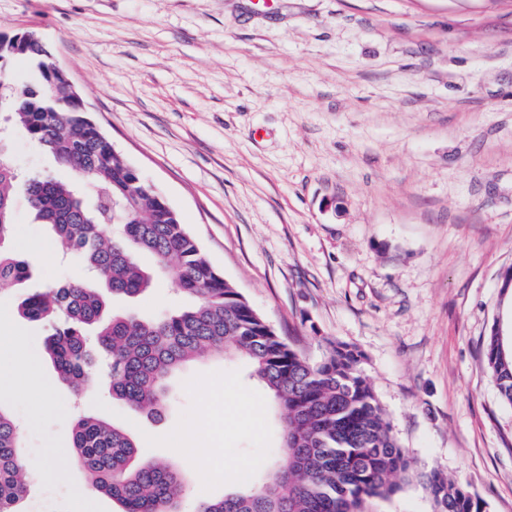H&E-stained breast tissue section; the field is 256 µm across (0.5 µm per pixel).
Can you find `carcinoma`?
Masks as SVG:
<instances>
[{
    "label": "carcinoma",
    "instance_id": "1",
    "mask_svg": "<svg viewBox=\"0 0 512 512\" xmlns=\"http://www.w3.org/2000/svg\"><path fill=\"white\" fill-rule=\"evenodd\" d=\"M18 57L37 62L42 81L15 83L0 109L73 174L21 178L0 159V288L32 276L27 260L11 245L17 189L26 194L35 220L49 225L62 252L76 256L82 276L31 291L20 316L50 328L45 351L59 376L81 392L106 378L112 398L158 417L167 381L185 363L220 351L244 359L250 376L280 410L277 455L282 463L263 483L245 485L195 512H361L370 498H389L399 479L416 477L434 512H481L461 484L438 470L418 473L401 448L363 368V354L327 342L310 361L292 347L209 261L178 213L139 182L133 166L80 106L70 80L50 71L39 42L0 40V66ZM146 251L156 270L172 278L191 299L180 311L154 319L106 316L96 285L135 298L152 286L140 266ZM485 368L503 400L512 404V351L489 335ZM21 427L0 407V512H22L27 493L20 452ZM72 452L91 488L112 497L122 512H178L184 477L175 462L142 459L130 433L90 415H79Z\"/></svg>",
    "mask_w": 512,
    "mask_h": 512
}]
</instances>
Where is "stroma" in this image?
Masks as SVG:
<instances>
[{"label": "stroma", "instance_id": "35a3bbf8", "mask_svg": "<svg viewBox=\"0 0 512 512\" xmlns=\"http://www.w3.org/2000/svg\"><path fill=\"white\" fill-rule=\"evenodd\" d=\"M51 48L113 145L177 211L212 264L310 360L355 346L386 418L418 470L468 488L482 512H512V405L485 370L512 268V0H0V34ZM0 153L26 174L65 176L23 129ZM13 246L33 287L75 278L49 226L17 197ZM24 286L0 288L56 404L0 388L24 432L23 512H120L88 485L71 448L76 413L128 429L145 458L177 462L187 495L237 489L279 420L243 360L219 354L168 382L160 417L99 382L74 396L23 320ZM166 276L111 301L154 318L187 307ZM262 402L260 412L251 405ZM212 435L209 464L175 432ZM362 512H433L416 480Z\"/></svg>", "mask_w": 512, "mask_h": 512}]
</instances>
